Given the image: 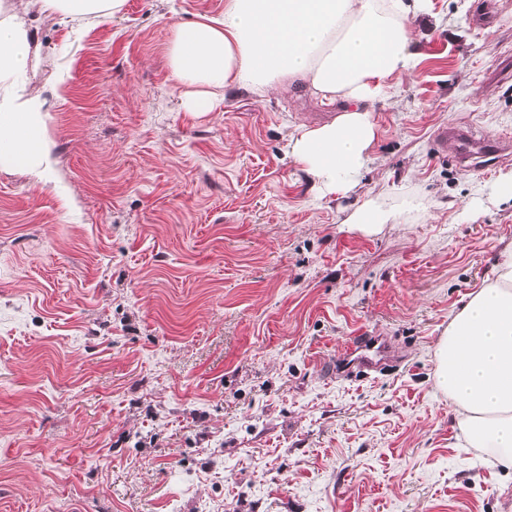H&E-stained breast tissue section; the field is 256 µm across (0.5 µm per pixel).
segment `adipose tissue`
<instances>
[{"label":"adipose tissue","instance_id":"obj_1","mask_svg":"<svg viewBox=\"0 0 512 512\" xmlns=\"http://www.w3.org/2000/svg\"><path fill=\"white\" fill-rule=\"evenodd\" d=\"M73 19H106L124 0H40ZM427 0H224V12L174 27L171 73L185 104L228 93L265 94L307 85L321 105L339 107L331 122L288 144L322 195L355 191L376 137L371 108L393 76L417 66L409 18ZM34 33L16 0H0V163L25 170L52 161L45 102L27 86L37 65ZM398 209L365 197L346 218L366 234L397 223ZM435 384L453 406L469 447L512 471V248L454 316L435 350Z\"/></svg>","mask_w":512,"mask_h":512}]
</instances>
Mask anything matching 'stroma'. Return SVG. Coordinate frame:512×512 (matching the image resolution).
Wrapping results in <instances>:
<instances>
[{
  "instance_id": "stroma-1",
  "label": "stroma",
  "mask_w": 512,
  "mask_h": 512,
  "mask_svg": "<svg viewBox=\"0 0 512 512\" xmlns=\"http://www.w3.org/2000/svg\"><path fill=\"white\" fill-rule=\"evenodd\" d=\"M431 0L419 65L372 107L357 193L321 196L289 141L302 89L191 112L175 25L224 0L31 7L53 165L0 163V512H512V473L434 386L449 321L512 245V159L460 164L439 127L512 131V0ZM401 209L376 235L361 197ZM393 368L349 374V337ZM44 10L71 19H106L117 14L124 0H40Z\"/></svg>"
}]
</instances>
